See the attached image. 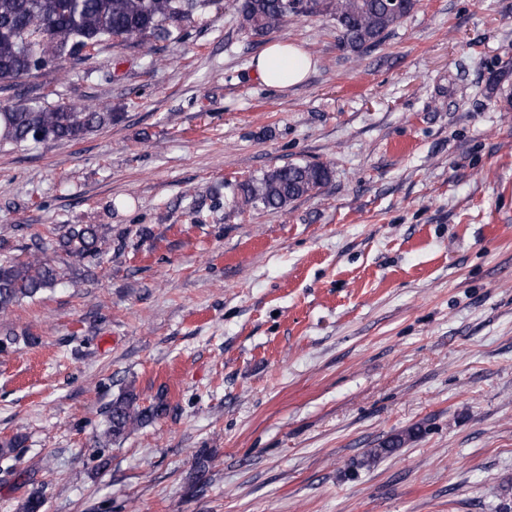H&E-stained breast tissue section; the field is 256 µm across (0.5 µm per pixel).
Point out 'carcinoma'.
Wrapping results in <instances>:
<instances>
[{
    "label": "carcinoma",
    "mask_w": 512,
    "mask_h": 512,
    "mask_svg": "<svg viewBox=\"0 0 512 512\" xmlns=\"http://www.w3.org/2000/svg\"><path fill=\"white\" fill-rule=\"evenodd\" d=\"M415 5L416 0H238L237 13L241 28L254 37L309 14L325 15L336 26L339 46L358 55L381 44ZM222 7L223 0H0V81L35 77L65 58L86 62L107 43L181 42L196 18ZM121 117L90 104L20 99L0 107V146L76 140ZM330 176L326 163L276 168L243 182L236 205L282 209L318 191ZM110 242L111 228L102 224H61L53 244L65 259L55 262L37 248L24 261L0 260V316L68 278L73 265L67 259L99 264ZM166 411L161 397L143 408L132 395L119 397L107 411L98 445L103 448ZM414 436L412 430L396 435L371 453L389 455Z\"/></svg>",
    "instance_id": "carcinoma-1"
}]
</instances>
